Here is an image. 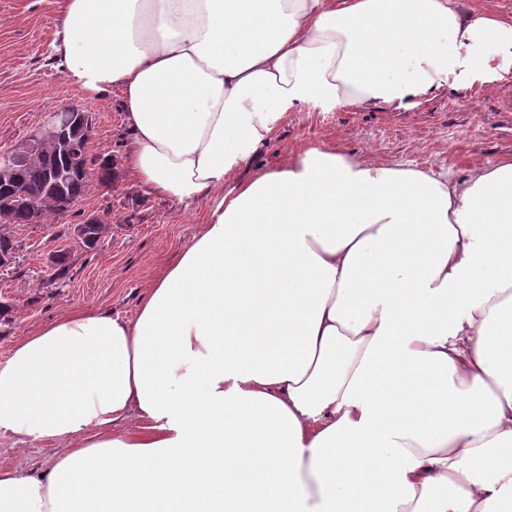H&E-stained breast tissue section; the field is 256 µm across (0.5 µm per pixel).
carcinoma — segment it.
Here are the masks:
<instances>
[{"label": "carcinoma", "instance_id": "obj_1", "mask_svg": "<svg viewBox=\"0 0 512 512\" xmlns=\"http://www.w3.org/2000/svg\"><path fill=\"white\" fill-rule=\"evenodd\" d=\"M59 137L58 129L45 132L46 150L41 159L36 163L22 161L18 164L16 179L29 187L31 195L35 196L34 200L18 197L0 186V253L19 247V241L12 233L15 227L45 224L48 217L62 215L59 200L51 186L56 172L71 170L70 176L63 182L62 193L72 203L84 197L92 165L97 166V181L100 185L105 187L114 185L115 171L112 156L96 157L89 154V140L85 139L80 146V165L76 168L72 158L58 148ZM103 236L101 225L88 224L80 245L86 250H94L100 245ZM68 265V250L56 251L51 282L65 278Z\"/></svg>", "mask_w": 512, "mask_h": 512}]
</instances>
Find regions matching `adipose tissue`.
<instances>
[{
    "instance_id": "ef3b65f1",
    "label": "adipose tissue",
    "mask_w": 512,
    "mask_h": 512,
    "mask_svg": "<svg viewBox=\"0 0 512 512\" xmlns=\"http://www.w3.org/2000/svg\"><path fill=\"white\" fill-rule=\"evenodd\" d=\"M56 14L49 58L119 95L138 188L208 216L135 318L73 308L0 360V438L54 448L41 475L0 465V512H512V155L459 180L311 146L224 187L288 113L466 89L490 46L508 71L512 17L466 0Z\"/></svg>"
}]
</instances>
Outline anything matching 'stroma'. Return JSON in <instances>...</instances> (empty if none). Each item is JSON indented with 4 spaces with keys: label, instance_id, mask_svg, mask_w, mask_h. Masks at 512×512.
Listing matches in <instances>:
<instances>
[{
    "label": "stroma",
    "instance_id": "1",
    "mask_svg": "<svg viewBox=\"0 0 512 512\" xmlns=\"http://www.w3.org/2000/svg\"><path fill=\"white\" fill-rule=\"evenodd\" d=\"M55 26L54 0H0V149L37 127L45 113L75 106L95 117L90 153L122 158L119 100L102 102L63 86L47 58ZM511 95L512 74L489 71L468 89L411 99L394 111L292 112L276 123L248 172L268 171L291 151L336 143L368 164L404 163L460 179L472 158L493 164L512 154V109L505 104ZM207 213L203 203L186 209L142 194L122 172L110 189L90 180L86 196L65 215L19 229L18 270L0 272V302L12 307L0 318V359L22 336L76 306L134 316L145 282L192 240ZM90 214L107 216L108 233L98 250L87 252L71 228ZM60 249L70 252L68 275L53 288L45 262Z\"/></svg>",
    "mask_w": 512,
    "mask_h": 512
}]
</instances>
